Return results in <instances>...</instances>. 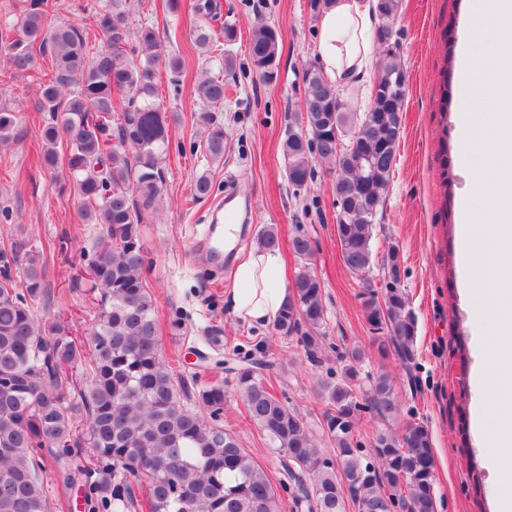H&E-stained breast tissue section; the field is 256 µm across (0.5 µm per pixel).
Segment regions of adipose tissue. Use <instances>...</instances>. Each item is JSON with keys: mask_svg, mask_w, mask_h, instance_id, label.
<instances>
[{"mask_svg": "<svg viewBox=\"0 0 512 512\" xmlns=\"http://www.w3.org/2000/svg\"><path fill=\"white\" fill-rule=\"evenodd\" d=\"M378 22L372 0H328L318 19L316 50L331 84L342 87L365 75ZM290 293L283 257L269 248L239 257L224 301L235 318L263 327L275 320Z\"/></svg>", "mask_w": 512, "mask_h": 512, "instance_id": "obj_1", "label": "adipose tissue"}]
</instances>
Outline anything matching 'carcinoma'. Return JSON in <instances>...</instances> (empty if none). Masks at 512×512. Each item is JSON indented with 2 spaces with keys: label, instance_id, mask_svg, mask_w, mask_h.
<instances>
[{
  "label": "carcinoma",
  "instance_id": "obj_1",
  "mask_svg": "<svg viewBox=\"0 0 512 512\" xmlns=\"http://www.w3.org/2000/svg\"><path fill=\"white\" fill-rule=\"evenodd\" d=\"M127 6L128 0H95L82 8L91 14L97 44L83 16L54 22L53 0H24L17 22L0 28V50L13 71L39 74V60L51 59L52 77L40 80L37 102V111L49 116L40 130V159L50 170L66 167L83 223L99 226L91 251L82 256L89 290L100 296L85 345L63 319L42 323L35 317L33 306L45 295L47 256L0 249V512H51L40 476L48 455L80 458L73 479L84 487L87 512H137L136 486L145 489L146 512H276L277 493L267 475L221 425L224 383L202 386L185 403L161 352L143 275L141 224L163 193L168 113L157 102V33L146 24L132 30ZM399 6L400 0H376L382 87L374 105L388 121L367 125L346 105L336 110V86L318 70L305 76L301 130H288L282 150L294 186L312 178L317 161L334 173L336 239L344 266L361 284L365 320L376 333L372 344L382 357L394 348L407 364L417 327L400 288L395 249L382 261L389 278L383 297L370 279L376 217L393 177L406 98V73L393 42ZM192 9L197 24L190 40L202 60L197 121L206 132V153L220 160L224 125L216 113L224 111V80L210 75L206 64L222 40V66L234 70L228 46L237 41V30L226 23L213 33L215 0H193ZM279 44L276 28L254 25L249 56L264 81L278 77ZM17 122V112L0 108L1 145L10 142ZM338 122L342 145L332 135ZM291 245L302 260L312 254L304 234ZM326 325L321 283L304 268L273 326L280 336L297 338L307 359L320 364L329 349L342 364L319 384L326 403L320 423L288 405L261 376L259 367L276 365L255 359L269 356L266 341L237 348L243 361L236 390L246 416L283 457L289 479L305 485L304 495L293 498L308 501V512H360L363 506L436 512L428 426L409 419L398 432L377 433L380 451L366 452L358 433L362 413L393 421L401 408L386 372L366 376L361 389L364 351L325 344ZM323 443L336 456H325Z\"/></svg>",
  "mask_w": 512,
  "mask_h": 512
}]
</instances>
